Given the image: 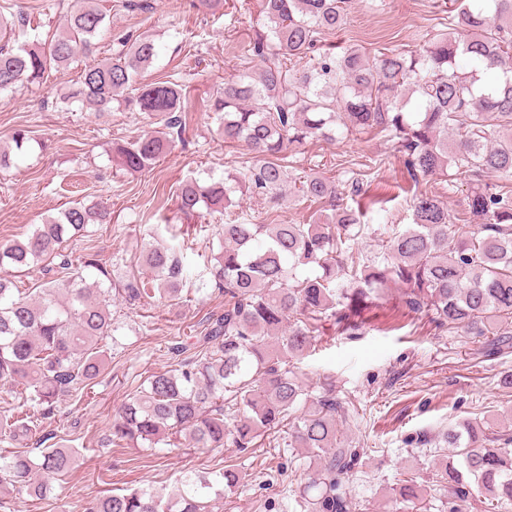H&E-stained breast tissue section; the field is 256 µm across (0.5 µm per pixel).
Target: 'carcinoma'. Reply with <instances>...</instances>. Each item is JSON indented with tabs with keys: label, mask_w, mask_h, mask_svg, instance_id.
<instances>
[{
	"label": "carcinoma",
	"mask_w": 512,
	"mask_h": 512,
	"mask_svg": "<svg viewBox=\"0 0 512 512\" xmlns=\"http://www.w3.org/2000/svg\"><path fill=\"white\" fill-rule=\"evenodd\" d=\"M345 0H260L266 30L243 56V73L215 91L224 142L241 143L260 163L218 181H187L177 196L186 217L200 207L224 213L240 191L271 200L289 183L288 158L313 139L378 130L404 157L414 185L431 177H469V210L477 226L455 224L436 196L415 191L410 224L389 235L382 258L361 262L354 243L364 212L388 199L367 195L362 179L344 187L320 175L299 182L301 196L320 206L315 224L221 225L216 262L191 268L184 246L148 242L137 258L148 278H116L95 260L33 297L14 292L5 273L60 259L62 246L89 224L112 222L104 203L78 202L38 224L26 237L0 243V382L23 385L17 414L0 418V441L14 440L38 408L82 395L105 370L103 342L113 338L110 306L158 297L183 299L206 278L224 290V312L208 319L196 352L135 388L112 423L115 448L173 446L183 435L197 449L245 450L288 427V447L303 448L308 481L294 490V512H359L349 482L361 465L350 433L359 413L326 383L309 393L295 363L308 356L325 325L354 336L365 313L389 286L402 287L407 313L428 316L448 335L512 340V190L482 182L512 176V0H470L448 16V32L420 48L369 61L357 47L317 51L323 36L347 23ZM105 13L95 0H75L62 28L43 39L26 18L0 13V92L38 82L47 66L66 70L97 49ZM157 57L155 40L126 37L111 58L86 66L64 102L99 113L143 112L155 130L117 149L128 171L149 168L175 149L186 129L183 84L168 76L137 82ZM262 68L250 73L253 59ZM103 279L86 282L83 270ZM440 457L428 497L413 481L389 488L403 512H474L512 507V424L465 417L437 435ZM77 451L47 448L39 460L24 451L0 454V493L46 497L48 479L75 466ZM242 478L230 465L187 473L164 493L151 485L95 498L84 512H214Z\"/></svg>",
	"instance_id": "carcinoma-1"
}]
</instances>
